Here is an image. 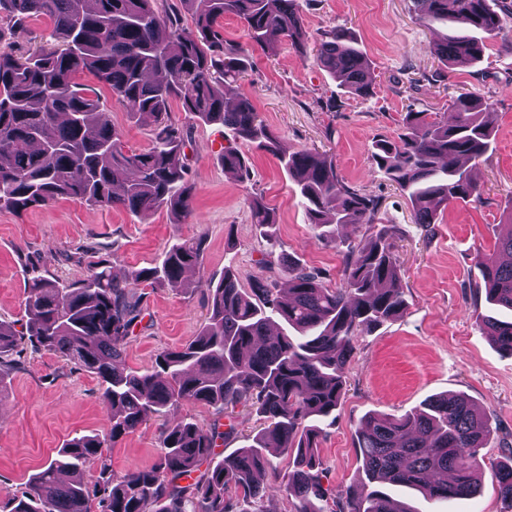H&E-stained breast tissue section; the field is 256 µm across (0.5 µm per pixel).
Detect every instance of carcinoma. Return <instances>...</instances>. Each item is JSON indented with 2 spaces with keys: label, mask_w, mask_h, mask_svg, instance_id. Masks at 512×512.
Instances as JSON below:
<instances>
[{
  "label": "carcinoma",
  "mask_w": 512,
  "mask_h": 512,
  "mask_svg": "<svg viewBox=\"0 0 512 512\" xmlns=\"http://www.w3.org/2000/svg\"><path fill=\"white\" fill-rule=\"evenodd\" d=\"M191 12L185 24L177 6L159 0H0V15L16 25L44 18L49 46L27 54L0 51V210L21 216L59 199L121 208L147 221L165 210L174 223L194 216L195 187L188 173L185 126L171 118L177 99L196 121L221 124L232 144L220 154L224 169L250 178L251 157L240 149L274 155L293 180L316 237L345 243L349 225L366 227L369 240L344 253L342 283L324 285L319 270L284 264L288 294L256 279L240 288L227 267L220 278L197 282L208 296V316L187 344L161 352L155 367L126 371L123 345L141 317L134 288L177 284L204 261L206 238H178L149 268L112 276L108 253L79 247L66 259L86 264L87 274L63 282L38 274L25 286L30 315L22 330L0 321V377L24 365L23 352L54 353L93 375L108 410L104 437L83 435L64 444L8 512H238L229 490L247 503L266 493L262 479L273 469L267 451L294 461L283 490L298 501L295 512H324L323 470L316 448L319 423L336 417L345 368L358 336L397 319L406 309L395 224L375 228L379 202L341 178L331 155L313 148L280 152L277 136L262 119L242 82L250 55L224 40L223 21L237 18L252 45L288 43L313 56L348 92L374 93L377 75L357 43L342 29L325 33L309 51L301 0H179ZM412 0L417 18L447 27L430 48L441 67L477 63L485 38L512 42V0ZM88 72L106 86L128 115L151 121L146 150L125 146L122 133L101 107L94 89L80 82ZM494 103L461 93L449 112L408 110L398 139H379L373 159L411 204L414 223L436 221L438 208L481 199L473 166L493 137L488 116ZM253 224L276 245L273 212L255 197ZM485 300L512 313V229L492 255H480ZM483 333L512 355V320L477 315ZM204 404L220 413L239 405L255 410L265 427L251 443L214 461L215 448L235 433L220 420L203 426L182 420L164 428L157 462L112 475L101 459L115 444L172 407ZM496 432L487 413L458 394L436 396L402 416L370 415L357 427L361 489L336 512H416L383 491L407 487L424 499L474 498L480 488L478 456ZM509 461L492 470L499 497L512 509V443ZM100 460L93 483L81 478Z\"/></svg>",
  "instance_id": "carcinoma-1"
}]
</instances>
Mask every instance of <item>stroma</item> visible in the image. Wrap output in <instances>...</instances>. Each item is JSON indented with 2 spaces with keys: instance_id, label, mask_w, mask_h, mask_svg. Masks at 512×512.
Wrapping results in <instances>:
<instances>
[{
  "instance_id": "obj_1",
  "label": "stroma",
  "mask_w": 512,
  "mask_h": 512,
  "mask_svg": "<svg viewBox=\"0 0 512 512\" xmlns=\"http://www.w3.org/2000/svg\"><path fill=\"white\" fill-rule=\"evenodd\" d=\"M303 13L310 39L348 29L379 74L380 87L367 97L352 95L314 60L283 44L254 51L244 89L283 149L330 151L349 184L379 198L380 224L402 231L396 254L407 302L401 317L359 337L336 418L318 442L324 485L336 503L360 485L354 432L368 414L400 416L435 396L463 394L486 409L499 436L512 435V356L497 350L476 322L477 313L487 310L476 256L493 252L512 219V49L501 39L488 40L479 63L457 65L444 76L430 52L437 32L416 19L410 0H305ZM81 80L97 86L91 74ZM97 88L126 144L148 148L150 125L130 119L106 87ZM464 91L491 98L495 108L493 142L476 169L482 198L449 204L435 224H414L407 198L377 170L372 146L401 133L408 108L442 113ZM171 111L174 121L189 127L185 153L197 192L193 220L176 224L161 211L144 223L118 208L64 199L21 216L0 211V320L26 322L25 284L34 273L81 278L84 266L62 260L63 252L80 246L111 250L112 272L121 277L150 267L173 237L203 234L205 275L221 276L229 266L245 288L258 277L285 284L281 265L264 262L267 246L250 216L256 196L277 215V253L323 271L329 286L340 284L343 252L316 239L278 160L252 153V178L238 182L219 158L223 126L189 120L177 101ZM136 296L141 321L122 365L145 370L162 351L198 334L207 297L202 290L169 284L140 285ZM25 359L23 370L0 380L1 500L21 493L68 440L108 428L94 376L44 351L26 353ZM186 417L207 425L216 414L206 405L183 406L129 433L102 451L113 474L154 464L164 427ZM504 454L498 440L481 449L482 489L476 498L429 502L410 492L405 499L417 512H504L491 480V467Z\"/></svg>"
}]
</instances>
